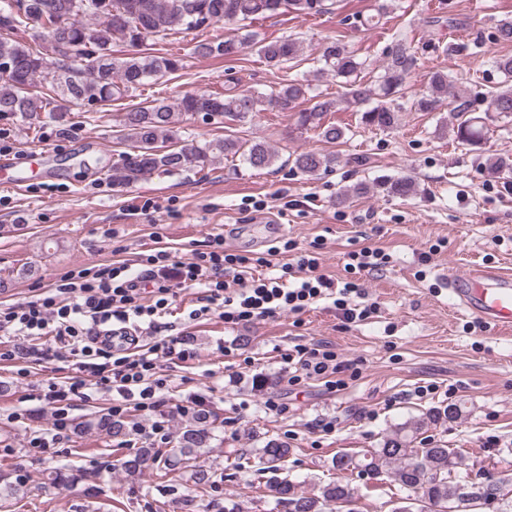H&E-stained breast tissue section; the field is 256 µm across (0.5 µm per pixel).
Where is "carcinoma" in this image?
<instances>
[{
	"label": "carcinoma",
	"mask_w": 512,
	"mask_h": 512,
	"mask_svg": "<svg viewBox=\"0 0 512 512\" xmlns=\"http://www.w3.org/2000/svg\"><path fill=\"white\" fill-rule=\"evenodd\" d=\"M333 0H0V65L11 72L0 75V117L30 118L48 114L57 124L67 122L73 107L82 103L109 105L131 97L140 87L182 68L175 53H155L144 47L149 38H167L174 30H204L214 23L237 25L235 33L222 40H203L195 46L201 57L232 59L247 47L257 48L265 62L283 69L299 57L301 45L291 36L259 37L251 24L268 16L292 13L315 16L328 12ZM61 35V44L45 41L34 48L18 39V33L30 24ZM132 48L125 57L112 55V41ZM417 58L407 36L391 47L382 72L373 83L361 82L365 63L348 51L341 40L327 46L318 62L320 74L342 79L343 102L357 107L369 101L373 106L361 111L360 122L378 130H390L397 122L400 106L396 99L407 89ZM504 76L503 85L482 91H454L443 71L430 73L423 92L413 100L416 112H434L448 103L454 140L463 146L477 147L487 140L490 123L512 120V55L495 60ZM309 80L297 76L267 93L231 87L222 93L193 92L175 105L154 100L146 106L132 107L119 115L123 137L131 142V152L112 166V184L128 185L154 172H194L204 170L220 156L239 157L255 169L269 168L278 153L260 140L242 139L233 134L212 139L201 146L177 147L175 114L200 118L204 122L222 120L229 124L244 122L256 112L268 109L297 112L296 127L313 130L328 144L343 141L349 128L325 122L327 113L336 108L333 100H316ZM311 101L309 108L297 110ZM338 162L334 152L301 151L292 159V169L314 176L330 172ZM390 193L409 196L415 183L398 177L387 183ZM459 407L451 405L435 410L427 417L406 423L359 462L347 454L332 460L338 471L361 469L373 476L383 474L408 492L409 505L401 512H472L474 500L464 499L463 488L471 485L470 475L458 471L460 453L448 445L431 440H417L420 431L431 423L453 419ZM218 416L201 411L193 416L168 450L139 448L121 462L130 475L153 467L161 475L178 472L188 476L197 491L204 493L214 473L199 463L206 454L217 428ZM80 433L95 432L113 438L121 445L130 436L128 424L110 415H96L76 423ZM419 442L420 447L412 444ZM291 449L278 440L269 441L261 450L262 470L269 473V489L288 512H359L353 492L339 480L318 488V493H298L294 482L279 477ZM86 478L81 471L60 465L48 469L47 480L59 486L72 485Z\"/></svg>",
	"instance_id": "obj_1"
}]
</instances>
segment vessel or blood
Wrapping results in <instances>:
<instances>
[{"instance_id":"1","label":"vessel or blood","mask_w":512,"mask_h":512,"mask_svg":"<svg viewBox=\"0 0 512 512\" xmlns=\"http://www.w3.org/2000/svg\"><path fill=\"white\" fill-rule=\"evenodd\" d=\"M448 294L472 316L498 328H512V273L502 268L472 265L465 274L446 279Z\"/></svg>"}]
</instances>
